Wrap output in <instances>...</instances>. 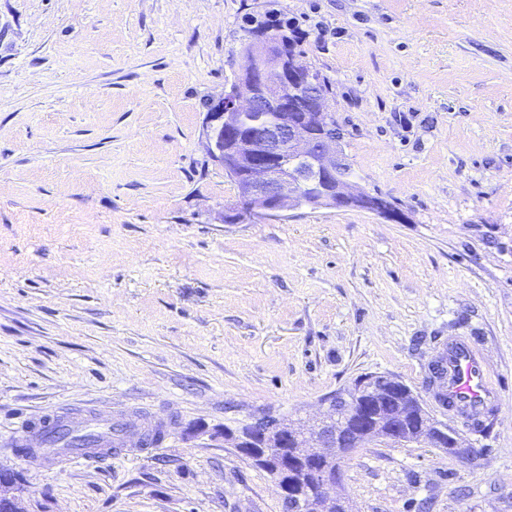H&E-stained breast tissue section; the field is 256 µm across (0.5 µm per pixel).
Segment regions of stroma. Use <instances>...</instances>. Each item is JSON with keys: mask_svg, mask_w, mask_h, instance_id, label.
<instances>
[{"mask_svg": "<svg viewBox=\"0 0 512 512\" xmlns=\"http://www.w3.org/2000/svg\"><path fill=\"white\" fill-rule=\"evenodd\" d=\"M253 18L301 33L357 187L401 221L242 214L206 104ZM457 334L504 382L479 429L433 400ZM371 374L472 454L368 443L354 512H512V0H0V468L24 512H282L225 430ZM119 408L162 443L65 461L32 429Z\"/></svg>", "mask_w": 512, "mask_h": 512, "instance_id": "35a3bbf8", "label": "stroma"}]
</instances>
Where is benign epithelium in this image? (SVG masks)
I'll list each match as a JSON object with an SVG mask.
<instances>
[{
	"label": "benign epithelium",
	"mask_w": 512,
	"mask_h": 512,
	"mask_svg": "<svg viewBox=\"0 0 512 512\" xmlns=\"http://www.w3.org/2000/svg\"><path fill=\"white\" fill-rule=\"evenodd\" d=\"M252 58L251 67L239 69L231 92L212 102L215 111L208 113L206 123L211 157L233 180L241 207L249 214L273 218L305 206L353 207L389 215L373 197L356 189L336 131L321 136L330 124L323 112V96L315 86L302 98L283 92L310 74L300 57L289 56L260 38L253 43ZM244 111L256 115L248 126L241 123ZM312 187L318 188L319 194L307 205L302 192ZM390 392L403 393L401 381L391 375H370L358 387L339 395L330 402L331 407L352 405L360 396L364 400L360 410L352 409L341 417L337 431L323 416L300 429L279 418L261 423L268 446L294 448L292 454L278 459L279 467L307 461L322 465L321 478L306 496L293 494L288 485L276 482L281 497L294 502L292 512H351L349 499L337 491L345 461L370 441H405L399 421L408 412L402 401L395 402L396 412L384 411ZM414 406L417 415L425 418L417 439L426 438L439 448L446 437L453 453L461 457L472 453V449L460 447L455 432L435 420L417 395ZM15 485L14 472L0 469V502L12 512H21L16 498L9 495Z\"/></svg>",
	"instance_id": "benign-epithelium-1"
}]
</instances>
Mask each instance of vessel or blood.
<instances>
[{
    "label": "vessel or blood",
    "mask_w": 512,
    "mask_h": 512,
    "mask_svg": "<svg viewBox=\"0 0 512 512\" xmlns=\"http://www.w3.org/2000/svg\"><path fill=\"white\" fill-rule=\"evenodd\" d=\"M440 357L447 379L437 388L435 399L446 407L450 417L478 424L498 409L502 401L499 380L470 337H449ZM130 433L127 421L102 419L98 426L99 445L103 448L126 446Z\"/></svg>",
    "instance_id": "1"
}]
</instances>
